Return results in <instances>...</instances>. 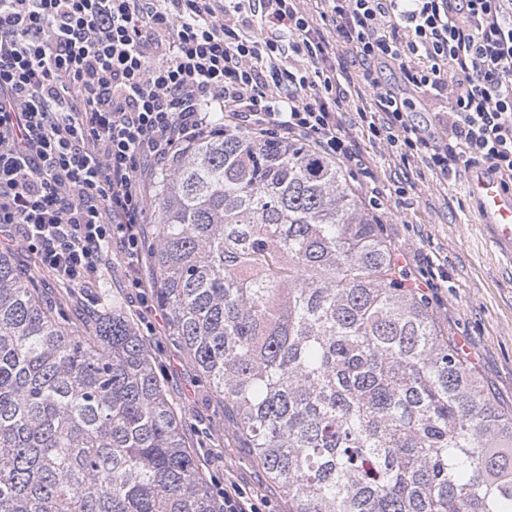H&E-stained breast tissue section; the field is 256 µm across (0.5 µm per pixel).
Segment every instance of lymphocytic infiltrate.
Instances as JSON below:
<instances>
[{
    "label": "lymphocytic infiltrate",
    "instance_id": "f902f5d3",
    "mask_svg": "<svg viewBox=\"0 0 512 512\" xmlns=\"http://www.w3.org/2000/svg\"><path fill=\"white\" fill-rule=\"evenodd\" d=\"M319 2L313 21L298 0H0V244L80 290L118 250L139 320L155 317L139 272L151 180L219 114L351 171V107L403 165L478 166L512 189V0ZM417 97L436 124L412 120Z\"/></svg>",
    "mask_w": 512,
    "mask_h": 512
}]
</instances>
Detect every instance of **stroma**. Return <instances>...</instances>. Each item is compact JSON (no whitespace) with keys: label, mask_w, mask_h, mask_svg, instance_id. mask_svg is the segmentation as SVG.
Returning <instances> with one entry per match:
<instances>
[{"label":"stroma","mask_w":512,"mask_h":512,"mask_svg":"<svg viewBox=\"0 0 512 512\" xmlns=\"http://www.w3.org/2000/svg\"><path fill=\"white\" fill-rule=\"evenodd\" d=\"M340 119L378 181L408 186L407 195L393 203L383 235L401 254L410 278L420 277L430 266L441 271L436 288L426 292L436 322L467 355L485 392L501 408L512 409V253L496 245L469 193L471 168L461 165L448 180L437 179L425 167H406L384 155L382 147L362 135L354 111L341 113ZM38 286L54 314L79 331L95 308L117 301L127 313L135 311L117 258L100 269L90 298L66 290L48 275ZM154 324L156 332L149 341L157 372L186 421L190 447L210 486L230 476L242 487L266 495L273 512H288L279 488L252 464L250 449L240 447L223 402L209 392L169 336L166 320L158 318Z\"/></svg>","instance_id":"obj_1"}]
</instances>
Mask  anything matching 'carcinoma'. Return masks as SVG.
<instances>
[{
    "instance_id": "carcinoma-1",
    "label": "carcinoma",
    "mask_w": 512,
    "mask_h": 512,
    "mask_svg": "<svg viewBox=\"0 0 512 512\" xmlns=\"http://www.w3.org/2000/svg\"><path fill=\"white\" fill-rule=\"evenodd\" d=\"M170 335L288 512H512L481 388L334 162L236 129L156 176ZM117 304L66 328L0 252V512H224Z\"/></svg>"
}]
</instances>
